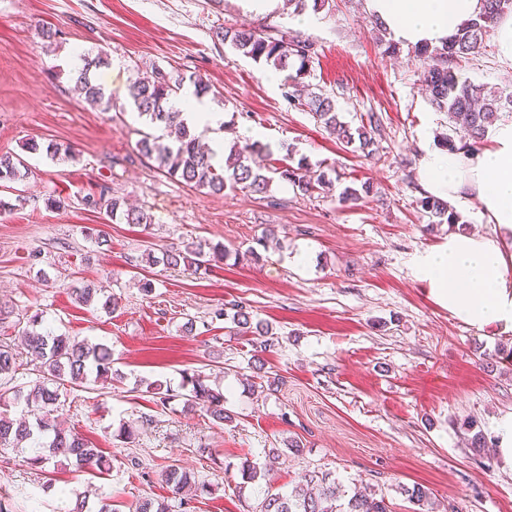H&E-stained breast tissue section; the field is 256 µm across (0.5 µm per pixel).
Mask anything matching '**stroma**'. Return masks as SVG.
I'll use <instances>...</instances> for the list:
<instances>
[{
  "instance_id": "35a3bbf8",
  "label": "stroma",
  "mask_w": 512,
  "mask_h": 512,
  "mask_svg": "<svg viewBox=\"0 0 512 512\" xmlns=\"http://www.w3.org/2000/svg\"><path fill=\"white\" fill-rule=\"evenodd\" d=\"M45 26L55 41L44 40ZM219 27L312 42L310 84L345 121L379 117L374 157L346 150L287 97L285 72L225 45ZM385 48L365 0H329L312 28L293 9L258 15L238 0H0V153L28 166L22 180L0 182V304L11 311L0 341L20 344L39 312L55 333L111 347L122 375L109 387H66L49 417L101 448L110 475L58 469L47 481L22 453L0 448V497L11 496L14 512H67L82 492L121 512L145 498L171 512H253L240 464L264 463L273 448L280 457L267 478L280 492L326 471L345 488L383 494L393 512H414L403 490L417 484L440 512H512V465L494 452L497 426L512 414V333L466 326L416 277L417 257L448 237L419 205L421 145L451 125L431 105L412 47ZM101 51L108 62L94 78L107 111L74 90L82 55ZM155 66L211 87L225 143L257 132L270 150L265 166L289 151L307 156L332 178L330 192L303 196L278 180L266 198L216 195L156 169L137 149L147 124L129 98L132 81ZM460 66L470 81L512 93L494 41ZM30 141L41 151H26ZM48 143L74 158L47 155ZM365 183L361 201L340 203L345 188ZM105 186L153 224L112 222L82 205ZM192 239L223 246V260L191 274L144 255ZM301 253L307 263L296 262ZM82 284L112 293L116 310L77 304L70 289ZM236 304L269 325V347L216 318ZM193 370L223 389L230 422L178 400L154 404L147 383L176 389ZM124 427L131 439L120 437ZM478 432L480 450L471 446ZM171 465L211 492L174 498L162 480Z\"/></svg>"
}]
</instances>
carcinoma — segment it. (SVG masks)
Returning <instances> with one entry per match:
<instances>
[{
	"instance_id": "obj_1",
	"label": "carcinoma",
	"mask_w": 512,
	"mask_h": 512,
	"mask_svg": "<svg viewBox=\"0 0 512 512\" xmlns=\"http://www.w3.org/2000/svg\"><path fill=\"white\" fill-rule=\"evenodd\" d=\"M484 12L475 20L464 24L457 33L440 46H422L415 48L414 56L424 67V77L431 104L439 111L448 113L449 121L463 134V143L458 144L448 136L441 145L451 150H474L484 142L485 133L499 117L504 104H512V99L502 96L496 90L475 85L462 77L459 62L481 53L486 39L493 33L499 16L512 10L504 0H485ZM224 43L243 56L256 63H265L280 71L295 69V78L310 76L311 63L315 54L313 44L296 35L288 36L281 31L277 35L256 31L252 28H234L217 32ZM104 63V58L85 55L82 66L75 73V82L84 99L91 105H105L102 89L90 78L93 68ZM186 77L160 67L154 68L151 76L138 79L130 87L131 105L141 117L159 128L173 129L176 138L172 142L164 136L147 135L139 143L140 152L157 164V168L171 177L186 184L207 189L213 194L224 192L231 187L254 195L266 194L275 180L285 181L301 193L307 195L330 189L332 181L327 173L311 171L307 158L302 157L296 165L288 163L292 152H287L281 166L265 168L253 164L252 156L263 149L257 142L234 144L224 160V165L216 167L212 163V153L202 144V134L190 129L181 116V110L175 102L184 98ZM195 95H206L211 91L208 84L200 78H192ZM299 105L307 108L322 127L346 149L372 157L377 152L374 121L354 127L341 119L336 112L332 97L315 91H308ZM24 160L18 155H0V181H14L21 176ZM84 206L103 210L113 221L125 224L149 226L152 216L126 205L125 201L109 195V190L101 191L97 197L82 199ZM423 211L435 218L437 224L463 223L462 216L442 200L426 196L419 200ZM224 258V250L217 246L204 249L196 241L183 244V248L165 252L161 261L169 267H183L193 273L201 270L217 259ZM72 296L76 303L90 306L101 303L102 309L112 311L116 303L112 296L105 295L100 288H73ZM39 314L29 319V326L23 331V346L31 356L40 361V381L28 392L6 387L10 376L19 367V354L11 344L0 342V406L25 402L42 409L54 406L59 400V390L65 385H79L85 382L112 384L122 375L112 368V349L105 344H88L72 340L70 337L55 334L40 328ZM147 392L153 395L156 405L166 407L173 398L170 386L161 381L146 385ZM180 397L184 406L194 409L206 408L207 414L217 424H222L228 416L224 415V392L212 387L199 375L183 378ZM52 431V439L44 444L34 430ZM0 447L18 450L33 449V455L27 458V464L33 470L44 472L48 464L56 467L73 468L79 471L97 469L105 473L111 469L110 461L101 450L94 447L83 436L54 427L39 419L31 425L24 420L9 418L0 411ZM242 478L256 484L258 512H392L390 503L384 495L376 492H363L357 488L347 490L331 478L328 473L313 474L306 485L289 493L275 492L272 487L260 483L266 472L257 464L248 460L241 466ZM165 484L177 495L187 490L210 492L211 488L198 481L195 473L172 466L162 474ZM402 493L420 508V512H431L434 501L430 493L421 486L404 488Z\"/></svg>"
}]
</instances>
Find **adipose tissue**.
I'll list each match as a JSON object with an SVG mask.
<instances>
[{
  "label": "adipose tissue",
  "mask_w": 512,
  "mask_h": 512,
  "mask_svg": "<svg viewBox=\"0 0 512 512\" xmlns=\"http://www.w3.org/2000/svg\"><path fill=\"white\" fill-rule=\"evenodd\" d=\"M366 9L395 40L438 46L476 18L484 0H366ZM486 140L484 148L468 152L424 146L423 188L451 203L476 202L495 232L449 235L418 256L416 275L457 320L512 332V120L489 127Z\"/></svg>",
  "instance_id": "ef3b65f1"
}]
</instances>
